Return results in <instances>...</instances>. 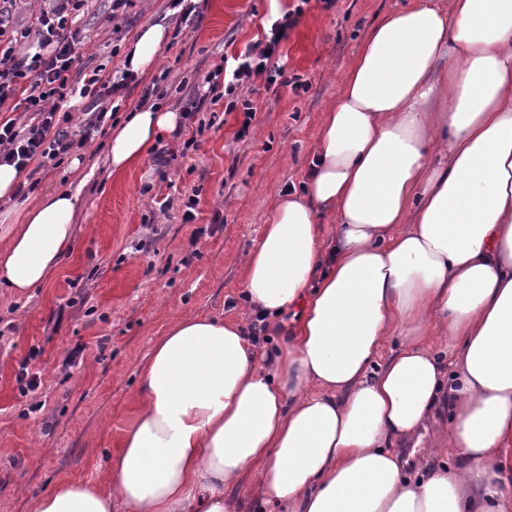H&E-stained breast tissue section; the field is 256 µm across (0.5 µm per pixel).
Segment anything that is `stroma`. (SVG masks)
Returning a JSON list of instances; mask_svg holds the SVG:
<instances>
[{
  "label": "stroma",
  "instance_id": "stroma-1",
  "mask_svg": "<svg viewBox=\"0 0 512 512\" xmlns=\"http://www.w3.org/2000/svg\"><path fill=\"white\" fill-rule=\"evenodd\" d=\"M187 25L170 17L169 0H130L117 16L112 0H88L78 17L81 63L123 66L126 48L146 25L167 18L181 26L151 72L130 86L122 112L138 108L145 87L163 77L165 101L183 107L208 72L263 36L269 14L296 0H193ZM409 0H337L329 10L311 0L282 44L288 75L309 83L294 94L255 81L258 112L237 137L241 117L204 104L196 121L161 133L134 169L111 175L107 135L71 152L69 160L31 175V188L0 200V225L18 223L43 194L78 195L75 243L49 283L11 295L0 288V512H30L31 501L64 477L98 480L108 453L131 424L141 368L175 318H236L245 306L244 255L259 241L282 193H303L326 109L340 94L351 58L370 28ZM194 148H185L188 139ZM175 158L157 169V153ZM200 189L197 218L182 205ZM40 375L21 394V363Z\"/></svg>",
  "mask_w": 512,
  "mask_h": 512
}]
</instances>
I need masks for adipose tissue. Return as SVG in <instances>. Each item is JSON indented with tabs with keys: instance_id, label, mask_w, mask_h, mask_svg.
I'll return each instance as SVG.
<instances>
[{
	"instance_id": "1",
	"label": "adipose tissue",
	"mask_w": 512,
	"mask_h": 512,
	"mask_svg": "<svg viewBox=\"0 0 512 512\" xmlns=\"http://www.w3.org/2000/svg\"><path fill=\"white\" fill-rule=\"evenodd\" d=\"M166 38L163 21L142 31L133 70ZM179 122L151 106L116 122L112 172ZM316 156L244 259L251 313L297 319L267 367L245 320H173L105 484L61 481L31 512H512V0L386 15ZM77 202L50 193L8 225L0 288L49 282ZM424 440L455 464L409 473L396 447Z\"/></svg>"
}]
</instances>
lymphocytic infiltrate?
<instances>
[{
	"label": "lymphocytic infiltrate",
	"instance_id": "f902f5d3",
	"mask_svg": "<svg viewBox=\"0 0 512 512\" xmlns=\"http://www.w3.org/2000/svg\"><path fill=\"white\" fill-rule=\"evenodd\" d=\"M310 0L273 18L262 40L248 45L226 72L209 73L201 99L223 104L225 112L242 111V130H249L257 107L245 90L253 79L263 78L267 87H290L292 92L307 90V81L287 77L284 66L275 63L281 34L289 33L298 23ZM86 0H50L48 7L33 15L21 38L36 34L35 52L16 53L0 21V107L16 94H23L26 111L36 113L37 122L19 126L16 119L0 115V163L26 168L31 162L46 165L67 154L77 143L87 142L103 131L111 114L117 113L125 91L137 82L130 67L104 75L101 67H76V33L72 25ZM76 94L96 101L88 113L80 136H73L58 118L57 107L50 101Z\"/></svg>",
	"mask_w": 512,
	"mask_h": 512
}]
</instances>
